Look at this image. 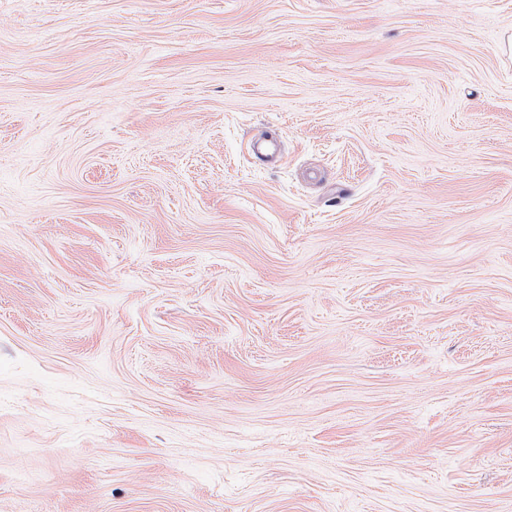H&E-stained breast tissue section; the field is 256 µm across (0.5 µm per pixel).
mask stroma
<instances>
[{
	"label": "stroma",
	"mask_w": 512,
	"mask_h": 512,
	"mask_svg": "<svg viewBox=\"0 0 512 512\" xmlns=\"http://www.w3.org/2000/svg\"><path fill=\"white\" fill-rule=\"evenodd\" d=\"M0 512H512V0H0Z\"/></svg>",
	"instance_id": "1"
}]
</instances>
